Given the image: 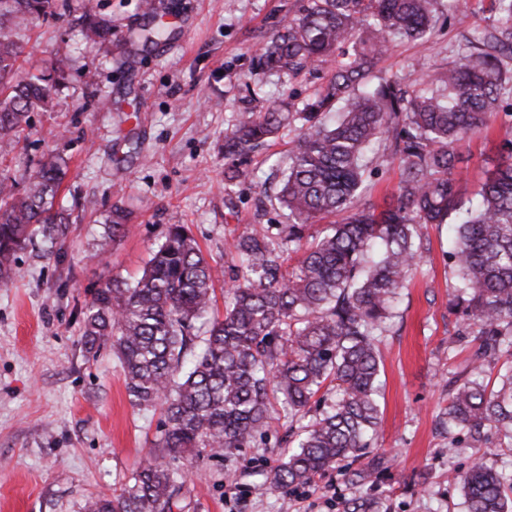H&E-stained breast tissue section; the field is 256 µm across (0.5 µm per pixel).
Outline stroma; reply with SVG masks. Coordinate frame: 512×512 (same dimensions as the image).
Wrapping results in <instances>:
<instances>
[{
    "label": "stroma",
    "mask_w": 512,
    "mask_h": 512,
    "mask_svg": "<svg viewBox=\"0 0 512 512\" xmlns=\"http://www.w3.org/2000/svg\"><path fill=\"white\" fill-rule=\"evenodd\" d=\"M77 12L111 20L112 37L84 43L77 28L47 20L30 33V63L65 61L68 79L50 112L32 116L26 141L0 156V176L32 168L43 152L60 151L68 174L58 201L69 224L54 255L35 240L17 256L9 285H0V512H83L88 499L112 495L153 450L160 411L135 407L123 369L109 347L88 353L83 313L110 278L133 281L167 225L186 224L204 255L224 260V240L254 224H282L276 196L296 130L283 126L243 164L244 177L225 193L224 133L237 113L289 103L301 111L330 78L320 67L295 76L255 74L256 59L284 17L306 0H160L171 35L160 44L132 40L146 19L138 0H71ZM489 0L452 11L438 0L427 42H395L377 75L407 81L433 76L488 30ZM512 139V98L497 119L457 149L465 199ZM400 179L398 162H372L359 203L384 208ZM128 213L127 231L103 241L113 206ZM447 228L431 229L421 269L399 296L381 345L383 372L378 446L393 456L377 489L326 472L305 497L271 489L260 470L276 465L270 447L195 463L184 512H339L343 500L373 493L384 512H460L449 469L466 471L469 449L449 454L436 416L448 403V370L464 357L449 351L456 319L448 299L456 278L448 266ZM426 473L425 486L416 476Z\"/></svg>",
    "instance_id": "obj_1"
}]
</instances>
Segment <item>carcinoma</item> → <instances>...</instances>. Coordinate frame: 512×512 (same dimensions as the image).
I'll use <instances>...</instances> for the list:
<instances>
[{"mask_svg":"<svg viewBox=\"0 0 512 512\" xmlns=\"http://www.w3.org/2000/svg\"><path fill=\"white\" fill-rule=\"evenodd\" d=\"M493 23L482 44L435 77L403 85L371 81L397 39L426 41L434 0H307L284 18L259 59L261 69L297 75L328 65L333 75L301 112L288 105L240 112L224 135V159L262 147L297 124L288 173L278 192L286 224H261L224 244V267L203 254L187 224L167 226L142 275L97 289L84 313L87 352L108 345L119 359L131 403L159 407L163 421L151 457L121 488L99 495L86 512H174L189 469L186 458L231 457L266 443L271 421L286 419L278 463L262 473L270 488L310 485L341 462L358 464L355 480L371 486L390 459L378 447L381 356L394 303L428 250V229L452 225L448 260L457 279L448 301L457 332L448 348L471 343L461 371H448V406L439 422L448 452L472 448L455 474L463 512H512V469L485 449L484 430L512 447V364L488 388L486 372L512 357V140L464 207L455 173L456 146L497 117L503 60L512 59V0H491ZM150 25L135 37L167 38L155 0H143ZM70 0H0V149L31 133V114L54 107L66 79L63 62L23 70L29 32L40 20L71 13ZM85 41H104L109 21L87 11ZM356 45L339 59L342 45ZM377 149L401 167L395 203L377 214L357 199ZM68 171L49 150L21 181H0V283L13 279L17 254L40 235L46 254L66 233L55 200ZM343 213L340 224L310 232L316 219ZM116 206L104 236L125 232ZM228 276L224 316L212 315L214 282ZM342 512H380L375 496L351 499Z\"/></svg>","mask_w":512,"mask_h":512,"instance_id":"carcinoma-1","label":"carcinoma"}]
</instances>
